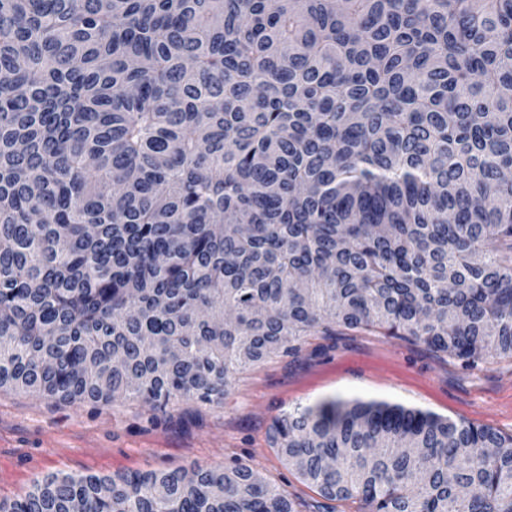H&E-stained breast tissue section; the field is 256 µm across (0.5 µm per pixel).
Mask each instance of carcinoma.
I'll return each mask as SVG.
<instances>
[{"label": "carcinoma", "mask_w": 512, "mask_h": 512, "mask_svg": "<svg viewBox=\"0 0 512 512\" xmlns=\"http://www.w3.org/2000/svg\"><path fill=\"white\" fill-rule=\"evenodd\" d=\"M512 361V0H0V389L222 405L308 336ZM328 512H512V435L385 401L268 432ZM299 512L259 472L0 512Z\"/></svg>", "instance_id": "cac0c4a2"}]
</instances>
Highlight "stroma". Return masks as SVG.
<instances>
[{
	"label": "stroma",
	"mask_w": 512,
	"mask_h": 512,
	"mask_svg": "<svg viewBox=\"0 0 512 512\" xmlns=\"http://www.w3.org/2000/svg\"><path fill=\"white\" fill-rule=\"evenodd\" d=\"M356 397L512 434L511 362L467 370L404 338L342 331L251 367L220 406L182 400L162 413L135 400L69 405L2 390L0 500L51 472L112 476L236 460L288 490L299 512H324L325 500L284 465L267 433L288 408Z\"/></svg>",
	"instance_id": "35a3bbf8"
}]
</instances>
